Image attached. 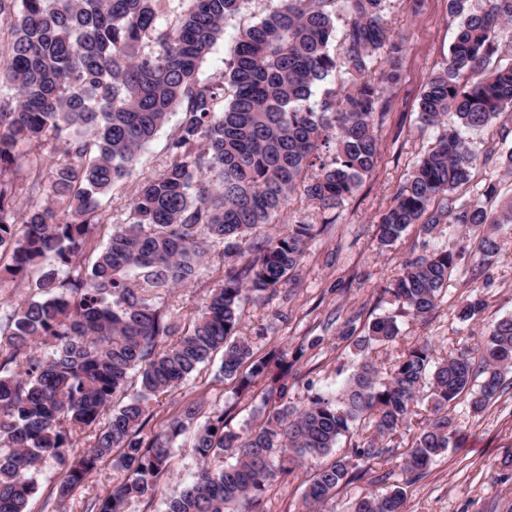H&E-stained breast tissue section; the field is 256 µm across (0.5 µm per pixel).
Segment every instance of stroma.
Listing matches in <instances>:
<instances>
[{
    "mask_svg": "<svg viewBox=\"0 0 512 512\" xmlns=\"http://www.w3.org/2000/svg\"><path fill=\"white\" fill-rule=\"evenodd\" d=\"M276 0H248L243 11L224 25V36L203 62L198 78L211 83L224 71L239 28L251 25L270 11ZM387 14L395 35L406 44L400 60L398 83L386 86V116L377 126L379 155L373 172L355 194L341 206L322 210L303 193H295L279 224L261 228V235L286 231L303 220L314 226L296 272L295 281L276 294L246 297L240 306V331L250 337L256 356L287 350L292 369L288 375V401L303 407L316 393L332 394L353 372L360 356L350 340L341 336L346 322L358 333L382 316L395 317L400 327L396 343L375 347L373 355L382 370H389L405 349L430 340L437 357H445L463 346L485 341L488 325L512 316V230H503L501 252L476 268L473 251H466L453 272L448 290L434 311L425 318L408 315L389 288L404 263L416 256L460 244L457 226L445 224L430 235L419 226L409 227L393 244L378 241V220L396 191L406 182L419 158L432 147L439 128L423 124L418 103L430 73L444 68L448 50L460 22L448 10V0H388ZM182 120L173 112L169 123L139 153L135 177L116 186L103 198L102 208L113 223L126 221L128 203L137 181L161 173L168 160V144L174 126ZM478 154L470 183L456 196L467 202L478 197L485 184L495 183L499 196L512 198V175L501 168L498 157L512 150V113L502 114L493 124L471 133ZM229 261L213 250L198 274L185 287L175 289L157 302L161 311L185 325L202 310L207 295L224 276ZM480 295L486 303L479 323L466 325L457 317L462 299ZM221 356L202 365L179 389L150 402L151 424L160 427L179 417L186 404L199 406V422L217 410H226L228 426L236 432L257 425L262 419L258 395L237 394L233 382L225 380ZM460 433L456 446L433 464L418 482L407 489L406 512H512V390L493 400L481 414H473L468 396H460L448 407ZM199 463L192 432H184L174 443L170 470L152 501H134L127 512H164L167 498L177 495ZM312 464L296 469L287 480L269 485L259 512H303V492L312 476ZM61 469L55 461L41 464L39 489L30 502L31 512H85L89 499L107 495L118 471L101 465L65 502H56L52 489ZM393 457L374 464L363 478L337 492L322 512H349L357 498L378 494L401 483Z\"/></svg>",
    "mask_w": 512,
    "mask_h": 512,
    "instance_id": "obj_1",
    "label": "stroma"
}]
</instances>
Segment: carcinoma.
<instances>
[{"label":"carcinoma","mask_w":512,"mask_h":512,"mask_svg":"<svg viewBox=\"0 0 512 512\" xmlns=\"http://www.w3.org/2000/svg\"><path fill=\"white\" fill-rule=\"evenodd\" d=\"M180 11L174 21L173 2ZM248 0H0L10 39L0 43V70L14 90L0 95V275L25 279L29 297L0 315V512H28L41 463L53 459L63 502L99 465L122 471L109 493L86 512H125L152 499L173 457L172 439L196 418L188 405L165 431L149 427L148 403L182 385L218 351L237 393L261 383L263 401L279 403L262 424L240 434L215 412L195 434L200 466L166 512H255L265 487L307 459H324L308 480L307 512L368 472L385 453L379 442L411 421L420 400L433 406L402 454L403 484L356 499L351 512H404L406 487L421 479L455 441L448 404L466 393L483 412L510 387L512 317L488 328L478 348L436 360L425 339L406 349L388 378L369 350L392 344L395 318L376 319L364 336L346 339L364 357L336 396L317 393L297 410L286 387L287 353L254 358L236 335L246 293L260 298L289 282L313 237L297 221L288 232L248 242L276 223L292 195L323 210L353 196L373 171L383 84L399 80L404 41L392 34L386 0H278L259 22L242 28L222 78L202 83L198 70ZM448 0L462 17L447 65L427 79L419 118L431 126L452 113L381 215L379 240L390 245L412 224L433 233L449 221L475 233L482 261L501 250L512 224V198L497 214L480 200L457 203L471 181L476 154L463 130L486 127L512 110V65L490 69L501 33L512 24V0ZM348 22L341 52L330 51L336 17ZM345 68L351 80L314 88ZM467 75L470 81L460 83ZM178 109L184 114L158 175L137 184L128 222L110 224L101 197L135 171L139 151ZM53 158L48 166L42 154ZM28 159L25 182L16 181ZM253 254L224 270L201 316L186 331L155 299L195 276L208 247ZM458 253L438 250L406 261L389 292L410 314L431 313L448 288ZM484 308L466 299L458 318ZM372 434L350 455L329 457L360 421ZM92 432L86 452L72 437Z\"/></svg>","instance_id":"obj_1"}]
</instances>
